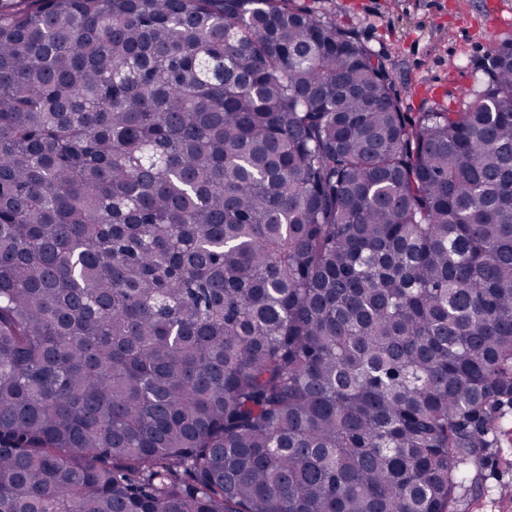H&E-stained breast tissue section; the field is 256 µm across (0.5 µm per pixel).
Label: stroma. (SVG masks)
<instances>
[{
	"label": "stroma",
	"instance_id": "35a3bbf8",
	"mask_svg": "<svg viewBox=\"0 0 512 512\" xmlns=\"http://www.w3.org/2000/svg\"><path fill=\"white\" fill-rule=\"evenodd\" d=\"M383 57L408 112L457 111L491 50L512 43V0H305ZM479 489L456 512H512V416Z\"/></svg>",
	"mask_w": 512,
	"mask_h": 512
}]
</instances>
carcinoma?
Segmentation results:
<instances>
[{
	"instance_id": "cac0c4a2",
	"label": "carcinoma",
	"mask_w": 512,
	"mask_h": 512,
	"mask_svg": "<svg viewBox=\"0 0 512 512\" xmlns=\"http://www.w3.org/2000/svg\"><path fill=\"white\" fill-rule=\"evenodd\" d=\"M456 112L299 0L0 6V512H454L512 412V44Z\"/></svg>"
}]
</instances>
